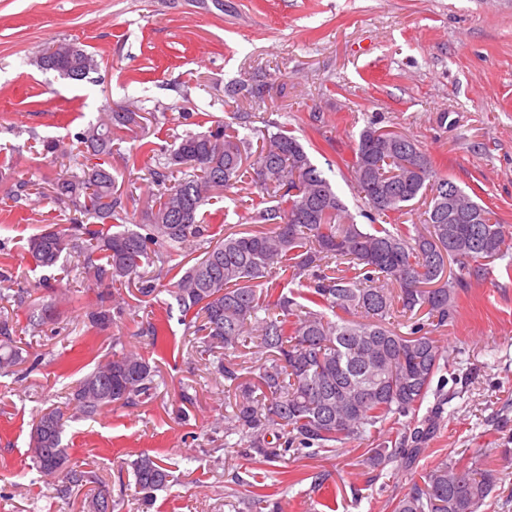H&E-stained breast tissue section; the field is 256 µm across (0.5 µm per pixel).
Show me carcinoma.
Wrapping results in <instances>:
<instances>
[{"mask_svg": "<svg viewBox=\"0 0 512 512\" xmlns=\"http://www.w3.org/2000/svg\"><path fill=\"white\" fill-rule=\"evenodd\" d=\"M35 64L75 81L97 70L96 57L74 43L45 48ZM266 76L242 80L232 94L249 103L262 99ZM140 124L135 112H108L78 133L93 156L112 155L114 130ZM275 131H269V128ZM247 112L208 132L187 133L167 150L144 138L137 155L165 156L154 171L164 190L147 200L142 223L126 227V192L112 171L94 164L69 179L53 183L56 199L98 220L87 229L88 243L66 230L46 229L28 241L36 265L50 268L63 252L90 255L87 277L119 286L134 284L143 297L162 291L175 300L183 320L193 328L196 352L213 356L214 372L232 394L224 419L230 444L266 462H286L333 453L359 442L391 416L418 411L433 378L446 360L438 340L425 330V317L436 328L455 317L458 290L485 274L483 260L502 258L507 244L503 225L491 209L474 201L460 186L434 168L429 156L409 137L365 126L352 147L351 168L369 208L370 224L348 213L309 151L288 128L267 122L257 141ZM262 193L255 206L264 231L227 234L210 244L209 225L200 213L216 190H227L245 175ZM430 195L424 228L392 224L409 203ZM275 199V204L268 200ZM462 198L475 214L473 223L450 216L452 200ZM387 223H377V218ZM207 244L192 266L167 268L169 287L146 268L188 246ZM452 248L458 272L446 276L441 249ZM99 254L100 263L91 255ZM283 272L276 287L262 284ZM296 284L290 288L288 284ZM62 294L31 311L34 331L53 321ZM332 315H327V312ZM124 308L99 302L87 322L103 331ZM411 323L409 335L387 326L395 313ZM155 350L180 351L185 342H159L165 330L148 328ZM252 350L258 374L247 377L238 356ZM165 383L149 356L122 349L70 388L69 405L86 417L112 406H135L151 399ZM72 416L60 406L42 410L34 422L29 451L43 476H65L67 484L88 480L70 467L62 434ZM405 440L365 449L364 462L375 469L395 459L407 463L418 452ZM133 474L141 512L152 509L156 492L170 487L174 476L159 458L142 453ZM494 473L472 458L442 462L405 490L394 512H479L496 486Z\"/></svg>", "mask_w": 512, "mask_h": 512, "instance_id": "cac0c4a2", "label": "carcinoma"}]
</instances>
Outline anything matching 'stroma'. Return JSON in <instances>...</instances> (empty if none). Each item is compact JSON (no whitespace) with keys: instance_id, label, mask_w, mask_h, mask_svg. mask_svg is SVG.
<instances>
[{"instance_id":"1","label":"stroma","mask_w":512,"mask_h":512,"mask_svg":"<svg viewBox=\"0 0 512 512\" xmlns=\"http://www.w3.org/2000/svg\"><path fill=\"white\" fill-rule=\"evenodd\" d=\"M70 41L95 54L99 68L83 81L39 70L34 59ZM266 73L263 102L229 94L235 83ZM144 113L141 132L171 146L176 135L203 132L206 116L251 112L286 124L313 142V160L352 216L364 208L346 163L359 132L372 121L413 138L441 175L491 208L512 243V0H0V317L16 346L42 354L0 376V512H85L98 488L138 512L131 462L149 452L177 482L158 492L152 512H254L249 487L272 467L224 445V393L203 356L164 353L167 381L148 403L106 408L72 422L63 434L72 467L88 472L83 486L58 494L57 481L32 469V423L61 405L67 390L112 353L113 341L150 352L149 324L167 337L188 327L170 297L123 288L128 307L111 328L87 329L83 311L99 286L83 275V256L35 267L28 238L53 225L88 218L55 198V179L95 164L75 139L107 108ZM136 132H116L105 165L128 189L127 213L140 221L142 203L159 187L157 160L126 165ZM56 141V152L44 142ZM241 183L205 206L211 240L262 229ZM69 289L71 302L42 332L31 310ZM435 335L448 362L434 378L421 411L388 422L400 440L428 408L443 412L409 466L373 469L364 445L292 462L293 480L277 485L283 512H393L396 498L448 457L490 449L498 478L483 512H512V252L490 262L458 295L454 322ZM195 395L182 406L179 392ZM188 411L189 421L179 418ZM325 489L312 492L315 475Z\"/></svg>"}]
</instances>
